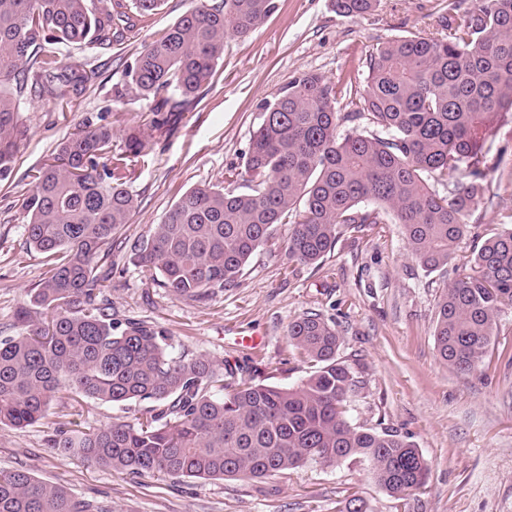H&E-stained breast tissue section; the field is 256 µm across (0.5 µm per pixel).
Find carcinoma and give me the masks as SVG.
Masks as SVG:
<instances>
[{"label":"carcinoma","instance_id":"cac0c4a2","mask_svg":"<svg viewBox=\"0 0 512 512\" xmlns=\"http://www.w3.org/2000/svg\"><path fill=\"white\" fill-rule=\"evenodd\" d=\"M199 2L125 70L136 97L155 99L152 119L126 134L125 151L112 154V123L89 120L58 145L23 199L26 245L45 271L13 334L0 338V426L42 421L63 391L112 405L146 403L133 423L78 435L60 426L53 447L138 477L259 480L360 459L388 494L420 490L429 466L413 441L350 421L356 384L336 359V326L319 314L288 327L290 343L315 366L288 387L240 379L244 367L204 354L178 356L163 328L112 322L99 262L110 258L112 236L137 207L126 188L128 160L208 85L228 36L251 33L276 9V0ZM163 3L0 0L1 180L11 177L26 133L21 98L34 93L66 106L97 75L84 63H63L61 49L108 46ZM330 3L338 14L363 16L378 0ZM446 27L444 37L411 34L370 54L367 82L352 92L346 118L366 117L371 131L338 136L332 84L315 73L292 77L260 104L244 169L231 166L224 185L183 194L140 246V266L171 295L197 301L236 287L279 224L291 226L288 260L314 265L342 232L391 216L424 272L447 268L485 191L479 139L495 115L512 111V0H471L460 22ZM170 87L180 98L161 96ZM506 307L512 227L486 238L442 288L433 333L440 359L458 374L478 371ZM0 512L107 508L16 469L0 472Z\"/></svg>","mask_w":512,"mask_h":512}]
</instances>
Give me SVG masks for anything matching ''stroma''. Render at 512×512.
Masks as SVG:
<instances>
[{
  "label": "stroma",
  "mask_w": 512,
  "mask_h": 512,
  "mask_svg": "<svg viewBox=\"0 0 512 512\" xmlns=\"http://www.w3.org/2000/svg\"><path fill=\"white\" fill-rule=\"evenodd\" d=\"M165 0L108 48L65 50L96 79L66 111L25 96L20 116L27 136L9 179L0 180V334L10 335L16 311L39 283L44 267L23 247L22 200L31 176L77 132L87 118L112 112V149L124 146L127 126L148 122L152 103L121 96L126 61L144 42L196 6ZM279 7L253 33L228 38L209 85L173 128L156 131L128 190L139 206L112 238V264L104 296L114 319L135 318L164 328L176 352L204 354L260 369L270 384L288 386L309 375L288 341V326L309 312L334 321L339 361L359 389L351 402L353 424L411 437L429 464L425 489L397 498L383 491L356 460L308 464L259 481L133 477L87 463L80 453L52 447L57 427L86 431L110 421H134L143 408L63 395L42 422L0 426V470L23 469L60 484L76 498L94 499L109 512H338L357 494L367 512H512V309H504L481 370L461 376L434 344L440 289L455 269L424 273L406 251L403 229L388 219L344 232L320 264L301 265L285 255L287 225L250 259L238 287L202 301L173 297L133 260L153 224L191 188L220 185L230 166H242L258 106L302 73L324 76L336 90L338 134L369 130L367 119L347 121V90L363 87L367 59L382 43L412 33L437 37L446 21L463 13L458 0H379L370 14L348 17L329 0H278ZM485 193L471 217L486 238L512 222V112L499 114L485 142Z\"/></svg>",
  "instance_id": "obj_1"
}]
</instances>
